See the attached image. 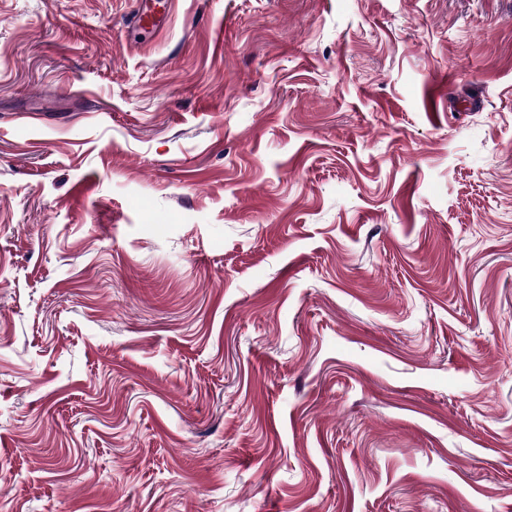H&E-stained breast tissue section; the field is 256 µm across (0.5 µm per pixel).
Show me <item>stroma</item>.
Here are the masks:
<instances>
[{
  "instance_id": "1",
  "label": "stroma",
  "mask_w": 512,
  "mask_h": 512,
  "mask_svg": "<svg viewBox=\"0 0 512 512\" xmlns=\"http://www.w3.org/2000/svg\"><path fill=\"white\" fill-rule=\"evenodd\" d=\"M0 0V512H512V0ZM169 6L168 0H138L132 29L136 32L164 29L169 18Z\"/></svg>"
}]
</instances>
